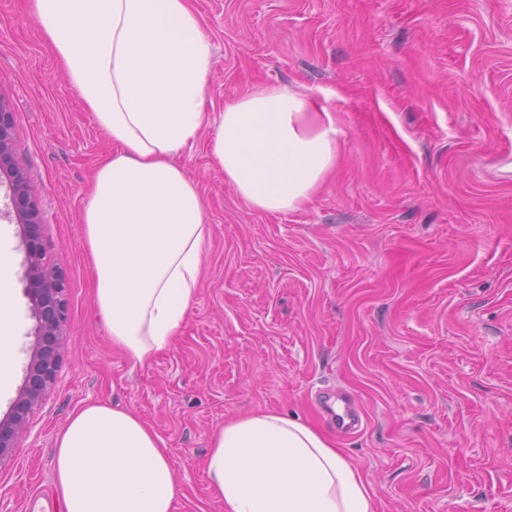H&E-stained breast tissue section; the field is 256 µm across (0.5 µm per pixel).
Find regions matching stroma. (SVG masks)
Wrapping results in <instances>:
<instances>
[{
    "label": "stroma",
    "instance_id": "35a3bbf8",
    "mask_svg": "<svg viewBox=\"0 0 512 512\" xmlns=\"http://www.w3.org/2000/svg\"><path fill=\"white\" fill-rule=\"evenodd\" d=\"M213 45L204 110L249 89L315 94L339 130L304 206L254 210L211 155L175 158L211 237L196 301L146 367L113 348L92 298L81 211L112 149L31 0H0V98L66 282L56 389L0 465L7 512L51 500L57 435L89 403L162 437L173 512H225L205 472L234 415L294 413L372 487L373 512H512V0H192ZM349 403L338 432L325 396Z\"/></svg>",
    "mask_w": 512,
    "mask_h": 512
}]
</instances>
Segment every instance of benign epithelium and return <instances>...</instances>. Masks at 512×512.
I'll list each match as a JSON object with an SVG mask.
<instances>
[{
    "mask_svg": "<svg viewBox=\"0 0 512 512\" xmlns=\"http://www.w3.org/2000/svg\"><path fill=\"white\" fill-rule=\"evenodd\" d=\"M14 113L0 101V172L8 169L9 198L18 223L29 228L41 224L34 190L25 174L13 167L12 130ZM25 278L32 317L36 321L35 346L26 367L24 383L10 407L9 417L0 420V463L13 456L18 437L29 431L31 417L50 398L62 367L64 326L68 307L62 271L43 261L40 239L33 233L23 238Z\"/></svg>",
    "mask_w": 512,
    "mask_h": 512,
    "instance_id": "1",
    "label": "benign epithelium"
}]
</instances>
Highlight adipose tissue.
I'll return each mask as SVG.
<instances>
[{
	"mask_svg": "<svg viewBox=\"0 0 512 512\" xmlns=\"http://www.w3.org/2000/svg\"><path fill=\"white\" fill-rule=\"evenodd\" d=\"M44 37L113 150L83 212L96 308L114 346L146 366L176 339L211 235L197 181L174 158L207 122L212 45L190 0H32ZM332 113L311 94L257 87L227 105L211 153L253 209L311 200L336 164ZM16 254L0 225V397L17 372ZM225 512H373L369 482L334 438L282 412L216 428L205 459ZM61 512H173L165 441L137 413L75 411L56 438Z\"/></svg>",
	"mask_w": 512,
	"mask_h": 512,
	"instance_id": "adipose-tissue-1",
	"label": "adipose tissue"
}]
</instances>
